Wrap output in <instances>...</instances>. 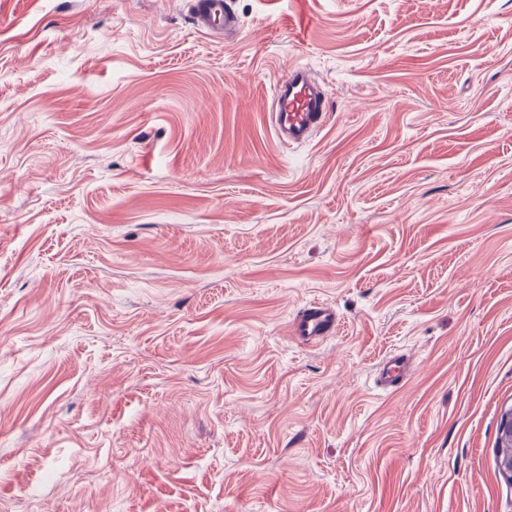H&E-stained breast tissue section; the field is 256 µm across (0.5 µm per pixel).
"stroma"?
Returning a JSON list of instances; mask_svg holds the SVG:
<instances>
[{
  "label": "stroma",
  "instance_id": "1",
  "mask_svg": "<svg viewBox=\"0 0 512 512\" xmlns=\"http://www.w3.org/2000/svg\"><path fill=\"white\" fill-rule=\"evenodd\" d=\"M235 4L0 0V512H512V0ZM194 25L200 30H219L227 38L238 29V16L232 0H189ZM328 112L327 92L307 67L295 65L275 84L270 117L281 144L309 142L324 125ZM339 322L334 308L313 302L307 304L292 320L291 332L306 343H318L335 334ZM405 375V367L399 356L392 355L377 369L376 383L380 388L387 389L397 386Z\"/></svg>",
  "mask_w": 512,
  "mask_h": 512
}]
</instances>
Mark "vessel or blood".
Masks as SVG:
<instances>
[{
    "instance_id": "obj_1",
    "label": "vessel or blood",
    "mask_w": 512,
    "mask_h": 512,
    "mask_svg": "<svg viewBox=\"0 0 512 512\" xmlns=\"http://www.w3.org/2000/svg\"><path fill=\"white\" fill-rule=\"evenodd\" d=\"M194 25L204 31L231 35L238 29L233 0H189ZM329 112L328 95L309 69L297 65L289 69L274 86L271 123L281 144L293 146L309 142L324 125ZM339 317L334 308L313 302L293 319L291 332L307 343H317L336 333ZM405 375L399 356H391L378 368L376 382L380 388L397 386Z\"/></svg>"
}]
</instances>
